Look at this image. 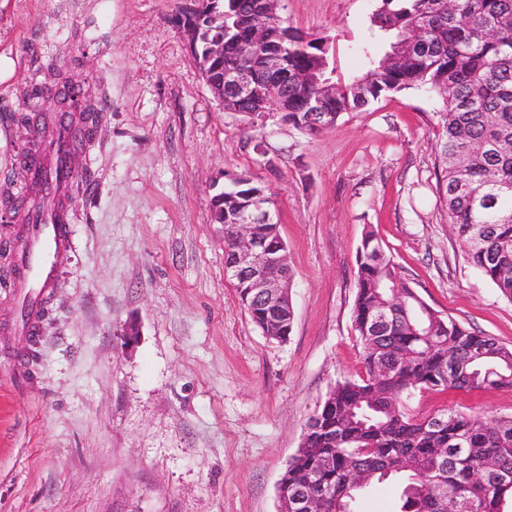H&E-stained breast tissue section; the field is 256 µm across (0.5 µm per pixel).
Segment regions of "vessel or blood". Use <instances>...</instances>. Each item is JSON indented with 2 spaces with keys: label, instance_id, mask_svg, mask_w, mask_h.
<instances>
[{
  "label": "vessel or blood",
  "instance_id": "obj_1",
  "mask_svg": "<svg viewBox=\"0 0 512 512\" xmlns=\"http://www.w3.org/2000/svg\"><path fill=\"white\" fill-rule=\"evenodd\" d=\"M64 143L52 141L41 165L45 172L43 192L51 197L58 193L63 178L54 175L53 170ZM32 233L25 247L22 260L27 269L25 285L31 295L40 294L55 281L60 269V257L70 246L71 229L65 213L55 209H44L30 216Z\"/></svg>",
  "mask_w": 512,
  "mask_h": 512
}]
</instances>
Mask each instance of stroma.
Listing matches in <instances>:
<instances>
[{"instance_id":"obj_1","label":"stroma","mask_w":512,"mask_h":512,"mask_svg":"<svg viewBox=\"0 0 512 512\" xmlns=\"http://www.w3.org/2000/svg\"><path fill=\"white\" fill-rule=\"evenodd\" d=\"M186 0H0V197L30 195L23 131L52 65L85 79L102 120L79 155L73 246L30 321L14 266L27 214L0 226V512H280L277 485L310 416L364 374L356 251L373 225L442 316L512 348V301L484 280L437 182L435 93L409 89L316 134L224 109L179 27ZM377 0H278L329 40L336 78ZM244 174L275 201L294 323L265 338L225 275L212 199ZM136 343L121 347L127 324ZM41 358L27 363L31 335ZM410 415L512 416V388L421 391Z\"/></svg>"}]
</instances>
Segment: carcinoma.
Instances as JSON below:
<instances>
[{
  "label": "carcinoma",
  "mask_w": 512,
  "mask_h": 512,
  "mask_svg": "<svg viewBox=\"0 0 512 512\" xmlns=\"http://www.w3.org/2000/svg\"><path fill=\"white\" fill-rule=\"evenodd\" d=\"M257 7L258 0L218 2L224 67L259 72L270 53L281 52L288 85L266 80L259 95L288 102V123L316 134L309 102L316 79L333 74L327 39L295 31L284 41V26L271 17V40L240 58L234 43L249 38L247 16ZM378 42L406 44L404 62L386 64L372 55L370 46ZM363 52L367 82L358 76L332 84L322 99L326 124L384 93L425 88L441 95L439 190L448 218L462 240L475 238L467 255L480 275L512 300V0H454L451 8L448 0H378ZM257 190L263 187L239 176L225 194L243 199ZM356 262L353 322L365 375L336 383L310 417L282 475V507L308 475L340 493L358 470L369 485L404 478L401 512H495L497 500L512 499V417L486 420L443 410L421 419L406 412L405 401L415 389L512 388V349L424 303L371 229ZM392 286L399 298L380 323ZM236 293L262 333L288 338L293 317L271 322L249 289ZM436 448L447 449V456H437ZM488 458L499 472L483 483L473 480Z\"/></svg>",
  "instance_id": "1"
}]
</instances>
